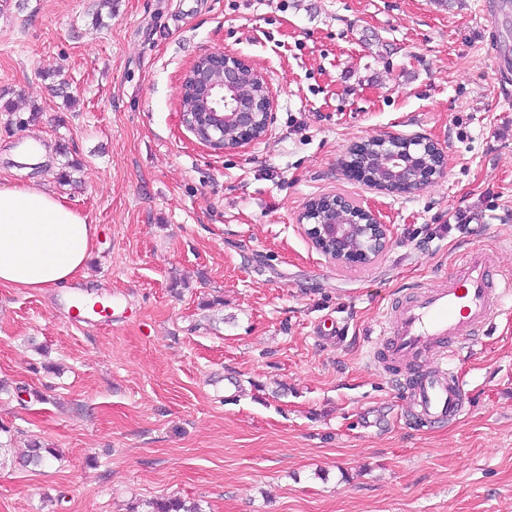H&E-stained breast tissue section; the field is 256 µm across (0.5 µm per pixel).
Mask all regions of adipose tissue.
Masks as SVG:
<instances>
[{
  "label": "adipose tissue",
  "mask_w": 512,
  "mask_h": 512,
  "mask_svg": "<svg viewBox=\"0 0 512 512\" xmlns=\"http://www.w3.org/2000/svg\"><path fill=\"white\" fill-rule=\"evenodd\" d=\"M95 231L66 197L36 181L0 186V287L69 288Z\"/></svg>",
  "instance_id": "obj_1"
}]
</instances>
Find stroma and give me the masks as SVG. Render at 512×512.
Instances as JSON below:
<instances>
[{
    "label": "stroma",
    "mask_w": 512,
    "mask_h": 512,
    "mask_svg": "<svg viewBox=\"0 0 512 512\" xmlns=\"http://www.w3.org/2000/svg\"><path fill=\"white\" fill-rule=\"evenodd\" d=\"M100 3L0 0V186L36 179L96 226L71 294L0 288V445L53 451L0 468V512H512V302L455 365L458 421L419 422L371 360L398 292L474 247L512 267V0ZM218 49L277 96L267 136L222 153L180 122ZM379 135L437 142L444 175L348 181L344 149ZM333 193L389 224L370 265L298 224ZM88 291L111 320L71 324Z\"/></svg>",
    "instance_id": "stroma-1"
}]
</instances>
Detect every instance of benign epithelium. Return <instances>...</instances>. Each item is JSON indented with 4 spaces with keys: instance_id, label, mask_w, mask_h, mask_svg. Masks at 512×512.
Listing matches in <instances>:
<instances>
[{
    "instance_id": "benign-epithelium-1",
    "label": "benign epithelium",
    "mask_w": 512,
    "mask_h": 512,
    "mask_svg": "<svg viewBox=\"0 0 512 512\" xmlns=\"http://www.w3.org/2000/svg\"><path fill=\"white\" fill-rule=\"evenodd\" d=\"M180 107L183 125L215 151L234 150L263 139L275 106L267 77L238 55L209 51L199 55L184 74ZM378 146L363 140L341 156L344 175L371 190L394 186L423 188L445 172V153L435 141L420 136H376ZM298 224L313 248L345 267L371 263L390 243V225L370 208L343 196L330 195L298 215Z\"/></svg>"
}]
</instances>
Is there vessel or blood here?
<instances>
[{"instance_id": "obj_1", "label": "vessel or blood", "mask_w": 512, "mask_h": 512, "mask_svg": "<svg viewBox=\"0 0 512 512\" xmlns=\"http://www.w3.org/2000/svg\"><path fill=\"white\" fill-rule=\"evenodd\" d=\"M512 296V271L491 273L487 254L470 249L438 285L391 302L380 323L384 371L410 369L407 395L421 421H453L466 410V393L448 363L483 335Z\"/></svg>"}]
</instances>
